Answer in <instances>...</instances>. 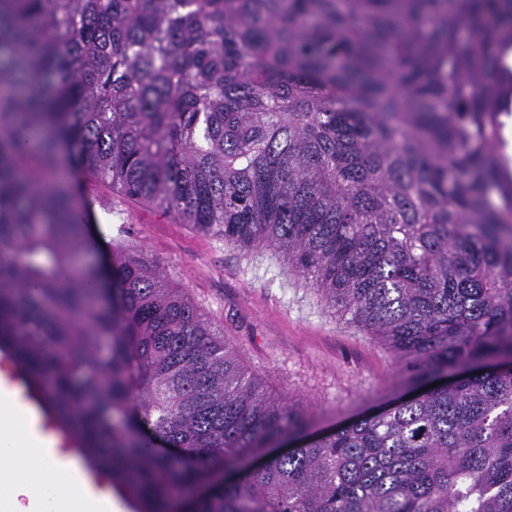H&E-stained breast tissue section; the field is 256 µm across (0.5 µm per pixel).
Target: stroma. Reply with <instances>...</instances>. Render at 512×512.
I'll return each mask as SVG.
<instances>
[{
  "mask_svg": "<svg viewBox=\"0 0 512 512\" xmlns=\"http://www.w3.org/2000/svg\"><path fill=\"white\" fill-rule=\"evenodd\" d=\"M98 192L112 213L94 204L88 188L76 190L88 226L153 259L223 330L248 370L305 410L317 432L394 397L402 373L395 354L329 308L282 257L224 243L107 187Z\"/></svg>",
  "mask_w": 512,
  "mask_h": 512,
  "instance_id": "1",
  "label": "stroma"
}]
</instances>
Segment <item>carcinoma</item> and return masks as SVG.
<instances>
[{"instance_id": "1", "label": "carcinoma", "mask_w": 512, "mask_h": 512, "mask_svg": "<svg viewBox=\"0 0 512 512\" xmlns=\"http://www.w3.org/2000/svg\"><path fill=\"white\" fill-rule=\"evenodd\" d=\"M511 49L512 0H0V349L152 512H512ZM64 148L287 257L412 394L310 434L140 249L73 273Z\"/></svg>"}]
</instances>
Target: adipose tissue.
I'll return each instance as SVG.
<instances>
[{
  "label": "adipose tissue",
  "instance_id": "obj_1",
  "mask_svg": "<svg viewBox=\"0 0 512 512\" xmlns=\"http://www.w3.org/2000/svg\"><path fill=\"white\" fill-rule=\"evenodd\" d=\"M24 420L13 398L1 394L0 512H124L82 460L57 457L49 439Z\"/></svg>",
  "mask_w": 512,
  "mask_h": 512
}]
</instances>
